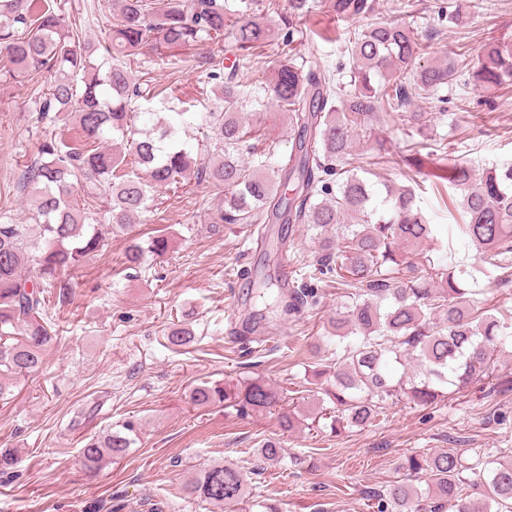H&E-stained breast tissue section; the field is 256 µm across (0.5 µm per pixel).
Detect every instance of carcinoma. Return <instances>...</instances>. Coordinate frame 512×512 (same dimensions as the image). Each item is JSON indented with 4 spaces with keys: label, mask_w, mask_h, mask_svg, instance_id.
Listing matches in <instances>:
<instances>
[{
    "label": "carcinoma",
    "mask_w": 512,
    "mask_h": 512,
    "mask_svg": "<svg viewBox=\"0 0 512 512\" xmlns=\"http://www.w3.org/2000/svg\"><path fill=\"white\" fill-rule=\"evenodd\" d=\"M376 0H334L336 20L367 19ZM232 28L236 50L244 56L263 50L273 39L281 55L268 90L271 103L288 113L291 152L285 162L247 161L240 146L252 133L244 121L246 96L229 71L219 103L206 112H174L171 121L135 137L136 103L141 86L154 77H135L131 61L148 49L157 63L170 64L171 52L224 36ZM304 34L290 25L275 36L262 19L232 10L226 0H168L156 15L151 0H113L108 57L81 41L66 24L58 0H0V75L31 83L42 116L38 157L27 166L25 180L34 192L28 224L0 223V398L4 379L39 372L57 341L44 318L46 294L65 296L74 272L105 252L108 239L97 215L126 229L150 207L156 187L179 182L191 165L216 199L208 213V229L220 233L226 224H306L322 235V254L311 270L285 292L281 280L256 285L254 298L294 314L316 303L314 282L333 273L336 285L349 290L346 315L332 322L339 340L334 365L312 372L314 384L333 382L326 395L340 406L338 426L363 427L395 396L417 406L433 404L445 388L467 387L479 379L494 352L512 343V313L505 317L476 307L455 270L442 264L420 269L408 261L407 249L432 235L414 189H386L378 197L357 171L352 153L355 133L382 110L415 129L395 160L406 176L426 175L435 184L460 192L465 220L459 234L481 258L503 267L512 254V163L473 174L443 151L424 171L421 150L429 137L423 112L405 111L415 97L433 96L470 66L464 52L443 62L424 59L426 46L405 24L370 22L352 32L350 80L341 81L317 61L293 54ZM481 88L512 86V41L485 44L473 71ZM201 122L213 150L198 159L177 139L184 128ZM67 136L57 134L59 124ZM121 139L131 159L117 156L109 141ZM82 192L83 201L73 196ZM169 239L157 235L148 246L132 240L124 264L136 270L145 255L161 257ZM171 346L195 339L188 324L166 336ZM413 359V372L394 378L389 364ZM197 407L235 401L244 409L263 411L279 402L278 390L259 379L239 392L218 384L194 386ZM139 423L124 421L91 437L81 449V464L97 471L108 459L121 457L136 443ZM259 462L282 460L281 443L267 441ZM410 478L374 491L377 512H509L512 508V460L488 461L481 481V505L469 499L466 466L454 448L429 457L407 458ZM220 512H245L249 489L244 471L227 463L213 464L184 486Z\"/></svg>",
    "instance_id": "carcinoma-1"
}]
</instances>
